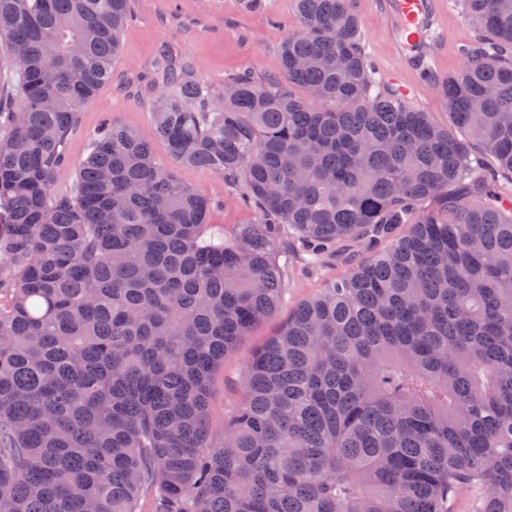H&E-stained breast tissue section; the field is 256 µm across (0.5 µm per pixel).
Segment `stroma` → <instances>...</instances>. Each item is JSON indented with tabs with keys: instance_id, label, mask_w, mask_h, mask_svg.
Segmentation results:
<instances>
[{
	"instance_id": "1",
	"label": "stroma",
	"mask_w": 512,
	"mask_h": 512,
	"mask_svg": "<svg viewBox=\"0 0 512 512\" xmlns=\"http://www.w3.org/2000/svg\"><path fill=\"white\" fill-rule=\"evenodd\" d=\"M373 0H352L361 21L362 44L374 77L394 90L406 84L409 103L430 113L439 125H447L448 110L438 86L425 79L415 64L425 58L435 75L443 77L462 62L460 47L480 36L465 18L459 0H435L438 34L414 47L399 48L394 30L372 5ZM132 17L122 38V49L112 65V79L97 96L80 106L79 128L68 145V163L56 176L53 189L68 191L74 171L86 154L91 137L104 118L132 125L148 141L155 157L169 162L164 141L150 112L160 78L156 61L167 54L190 62L211 84L223 86L225 78L249 69L268 78L280 72V46L298 27L290 0H258L246 7L244 0H130ZM179 178L211 197L218 198L209 216L217 232L236 224L256 222L259 214L240 202L234 189L203 167L178 169ZM347 265L333 262L317 270L294 263L287 280L288 302L310 298L331 280L343 277ZM279 319L258 323L234 350L225 355L210 385L209 425L213 442L224 436V421L241 402L242 382L253 353L272 336Z\"/></svg>"
}]
</instances>
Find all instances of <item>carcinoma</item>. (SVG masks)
<instances>
[{
    "mask_svg": "<svg viewBox=\"0 0 512 512\" xmlns=\"http://www.w3.org/2000/svg\"><path fill=\"white\" fill-rule=\"evenodd\" d=\"M292 4L275 80L158 61L173 162L261 213L217 241L121 122L53 192L129 0H0V512H512V0H462L484 44L438 82L446 128L373 77L351 0ZM286 238L350 271L252 356L214 444L211 375L280 314Z\"/></svg>",
    "mask_w": 512,
    "mask_h": 512,
    "instance_id": "obj_1",
    "label": "carcinoma"
}]
</instances>
